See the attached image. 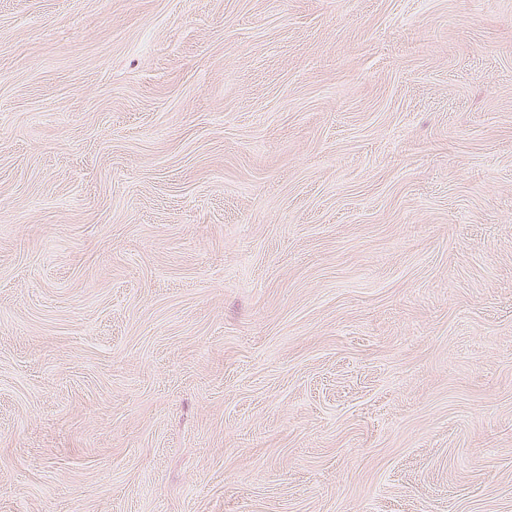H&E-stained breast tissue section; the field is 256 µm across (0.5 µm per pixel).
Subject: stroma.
Segmentation results:
<instances>
[{
  "label": "stroma",
  "instance_id": "obj_1",
  "mask_svg": "<svg viewBox=\"0 0 512 512\" xmlns=\"http://www.w3.org/2000/svg\"><path fill=\"white\" fill-rule=\"evenodd\" d=\"M0 512H512V0H0Z\"/></svg>",
  "mask_w": 512,
  "mask_h": 512
}]
</instances>
